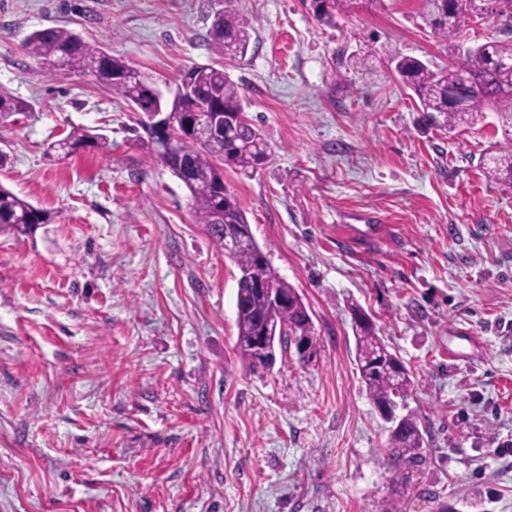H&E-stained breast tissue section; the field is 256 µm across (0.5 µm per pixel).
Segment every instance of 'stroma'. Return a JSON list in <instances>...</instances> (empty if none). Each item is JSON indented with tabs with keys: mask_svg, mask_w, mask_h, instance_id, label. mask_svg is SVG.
I'll list each match as a JSON object with an SVG mask.
<instances>
[{
	"mask_svg": "<svg viewBox=\"0 0 512 512\" xmlns=\"http://www.w3.org/2000/svg\"><path fill=\"white\" fill-rule=\"evenodd\" d=\"M230 2L251 38L226 71L271 156L224 181L317 354L241 360L239 270L135 145L134 112L24 49L65 26L172 80L219 63L217 0H0V84L32 106L0 119V186L53 217L0 237V512H512V185L483 169L505 140L491 114L425 129L389 66L445 67L512 29L483 10L445 41L423 0L363 2L332 27L312 0ZM75 127L107 148L50 152ZM358 312L415 378L396 413L427 461L406 492L357 370Z\"/></svg>",
	"mask_w": 512,
	"mask_h": 512,
	"instance_id": "stroma-1",
	"label": "stroma"
}]
</instances>
